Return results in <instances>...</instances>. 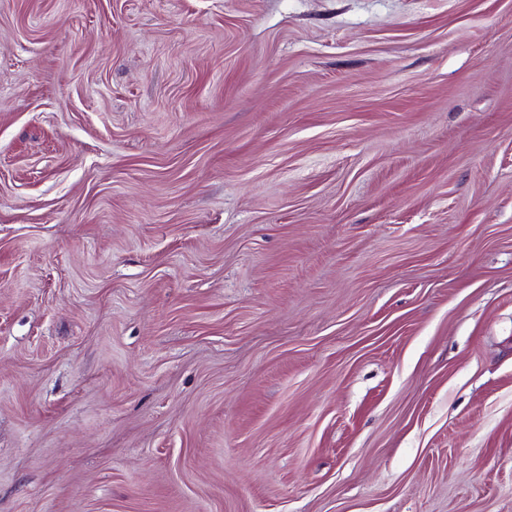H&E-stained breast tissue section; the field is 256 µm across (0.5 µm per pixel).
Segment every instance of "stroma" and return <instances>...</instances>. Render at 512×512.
<instances>
[{
  "label": "stroma",
  "instance_id": "stroma-1",
  "mask_svg": "<svg viewBox=\"0 0 512 512\" xmlns=\"http://www.w3.org/2000/svg\"><path fill=\"white\" fill-rule=\"evenodd\" d=\"M0 512H512V0H0Z\"/></svg>",
  "mask_w": 512,
  "mask_h": 512
}]
</instances>
